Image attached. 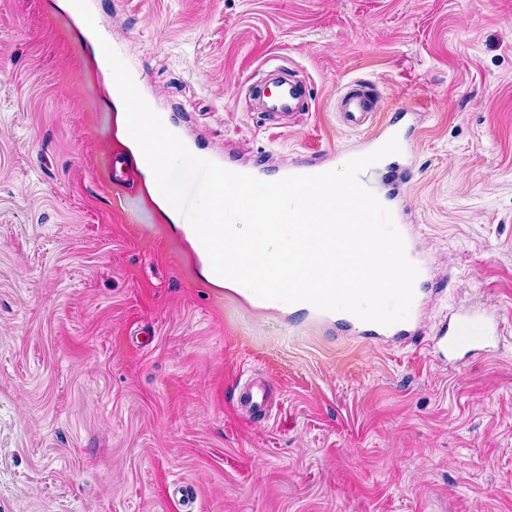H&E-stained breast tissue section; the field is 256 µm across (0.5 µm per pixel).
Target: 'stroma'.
<instances>
[{"label": "stroma", "mask_w": 512, "mask_h": 512, "mask_svg": "<svg viewBox=\"0 0 512 512\" xmlns=\"http://www.w3.org/2000/svg\"><path fill=\"white\" fill-rule=\"evenodd\" d=\"M141 89L202 151L278 170L350 147L342 83L421 112L409 219L424 333L387 346L202 281L113 185L93 46L59 0H0V512H512V0H91ZM312 101L248 111L270 57ZM496 317L441 366L437 328ZM263 386L268 414L236 407Z\"/></svg>", "instance_id": "35a3bbf8"}]
</instances>
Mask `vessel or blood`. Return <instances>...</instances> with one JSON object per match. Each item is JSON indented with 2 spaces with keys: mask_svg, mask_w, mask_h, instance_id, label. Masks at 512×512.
<instances>
[{
  "mask_svg": "<svg viewBox=\"0 0 512 512\" xmlns=\"http://www.w3.org/2000/svg\"><path fill=\"white\" fill-rule=\"evenodd\" d=\"M260 73L259 81L250 86L246 93L249 110L261 113L265 119L271 121L291 116L296 112L304 97L302 79L290 73L276 59L266 62ZM336 112L347 127L365 131L366 136L362 147L353 154L337 151L335 157L330 159L295 160L287 168V175L320 174L342 166L350 160L352 155L362 156L377 150L390 138H397L400 147L405 149L419 137V131L412 119L411 108H403L388 120H379L375 95L367 84L358 80L349 81L345 85L337 99ZM402 172V167L397 165L383 169L382 175L387 181L388 191L381 202L390 210L394 224L403 236L406 254L419 270L414 284V299L410 315L406 321L390 326L364 322L347 312H339L335 315L338 325L360 329L363 336L376 340H402L414 336L419 316L429 294L425 286L428 270L424 252L410 226L404 222V206L398 190ZM495 333V328L480 313L473 310L464 311L458 313L452 322L444 324L436 331L429 349L432 356L444 361L464 349H478L485 345Z\"/></svg>",
  "mask_w": 512,
  "mask_h": 512,
  "instance_id": "vessel-or-blood-1",
  "label": "vessel or blood"
}]
</instances>
